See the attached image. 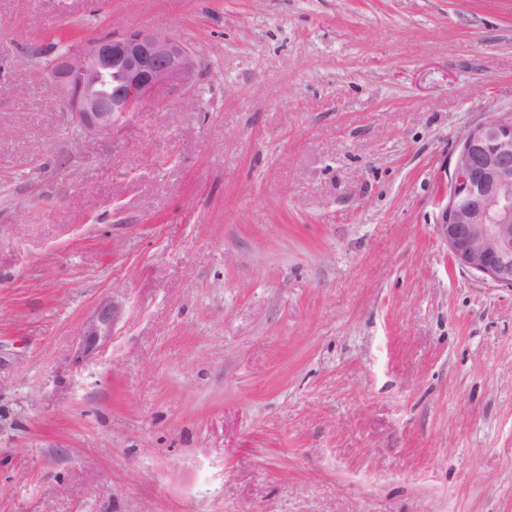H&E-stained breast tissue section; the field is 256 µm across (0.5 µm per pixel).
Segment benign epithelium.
<instances>
[{
  "mask_svg": "<svg viewBox=\"0 0 512 512\" xmlns=\"http://www.w3.org/2000/svg\"><path fill=\"white\" fill-rule=\"evenodd\" d=\"M201 64L173 34L129 29L60 53L48 76L83 134L109 132L164 88L193 85ZM436 224L463 268L512 288V108L469 127L451 157Z\"/></svg>",
  "mask_w": 512,
  "mask_h": 512,
  "instance_id": "7a95c632",
  "label": "benign epithelium"
}]
</instances>
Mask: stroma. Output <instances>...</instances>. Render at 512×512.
Wrapping results in <instances>:
<instances>
[{"instance_id": "35a3bbf8", "label": "stroma", "mask_w": 512, "mask_h": 512, "mask_svg": "<svg viewBox=\"0 0 512 512\" xmlns=\"http://www.w3.org/2000/svg\"><path fill=\"white\" fill-rule=\"evenodd\" d=\"M134 28L204 75L74 136L58 37ZM510 105L512 0H0V512H512V289L435 224Z\"/></svg>"}]
</instances>
